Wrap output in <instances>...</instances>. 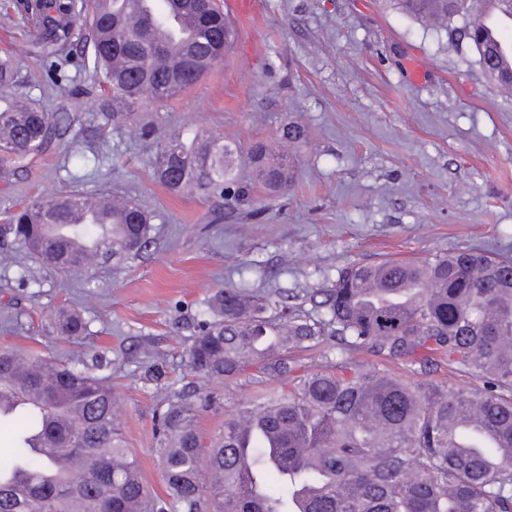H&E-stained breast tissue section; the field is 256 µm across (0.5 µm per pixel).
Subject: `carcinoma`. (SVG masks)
Here are the masks:
<instances>
[{
    "instance_id": "1",
    "label": "carcinoma",
    "mask_w": 512,
    "mask_h": 512,
    "mask_svg": "<svg viewBox=\"0 0 512 512\" xmlns=\"http://www.w3.org/2000/svg\"><path fill=\"white\" fill-rule=\"evenodd\" d=\"M477 0H388L407 17L446 31L448 40L477 53L484 73L497 53L481 27ZM88 22L93 65L112 99L92 119L135 126L153 143L155 181L173 195L244 202L255 193L291 187L306 140L288 120L277 142H254L250 181H239L240 149L218 133H163L136 124L135 110L190 87L232 50V28L212 0H34L30 40L0 57V153L8 180L72 125L67 114L43 111L25 92L24 61L38 55L56 73L73 61L76 27ZM173 33L189 51L170 67L152 31ZM79 197H48L10 212L0 236L63 272L79 258L61 247L43 250L44 237L81 240L96 259L121 263L150 243L152 216L139 203L112 210V223L71 218ZM314 310L289 302L282 290L220 288L204 303L197 334L185 352L191 380L171 383L158 418L156 449L169 500L152 497L118 428L119 397L112 382L80 358H46L28 350L19 370L17 348L0 350V394L34 390L39 403L0 412L15 427L10 456L0 461V512H512V258L482 251L425 259L352 263L329 288L310 297ZM48 327L69 339L87 330L83 314L62 309ZM323 347L341 355L366 348L404 358L420 370L438 360L458 366L474 383L459 388L345 367L302 374L288 352ZM287 389L242 405L224 430L204 444L196 412L218 403L214 381L247 367ZM46 434L49 453L35 449ZM94 457L83 482L62 476V461Z\"/></svg>"
}]
</instances>
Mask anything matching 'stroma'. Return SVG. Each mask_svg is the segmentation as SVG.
<instances>
[{
	"label": "stroma",
	"instance_id": "35a3bbf8",
	"mask_svg": "<svg viewBox=\"0 0 512 512\" xmlns=\"http://www.w3.org/2000/svg\"><path fill=\"white\" fill-rule=\"evenodd\" d=\"M255 2L226 63L138 118L163 132L202 126L243 149L297 118L307 140L290 192L225 211L171 195L151 177L149 144L127 126L93 121L90 106L108 92L92 71L76 69L68 88L52 83L37 59L27 62L26 90L44 111L72 113L74 133L12 182L0 181V213L72 193L129 196L153 213L148 250L98 264L87 283L0 237V255L14 258L0 264V346L100 360L97 375L111 378L120 397L126 446L161 498L160 386L185 375V351L217 289L280 288L300 303L352 262L469 250L512 257V97L487 79L472 49L385 0ZM73 304L85 334L45 335L46 315ZM294 358L303 371L325 359L408 375L366 351ZM148 362L161 370L160 383L144 379ZM215 390L220 407L197 418L208 440L225 415L281 386L250 369Z\"/></svg>",
	"mask_w": 512,
	"mask_h": 512
}]
</instances>
